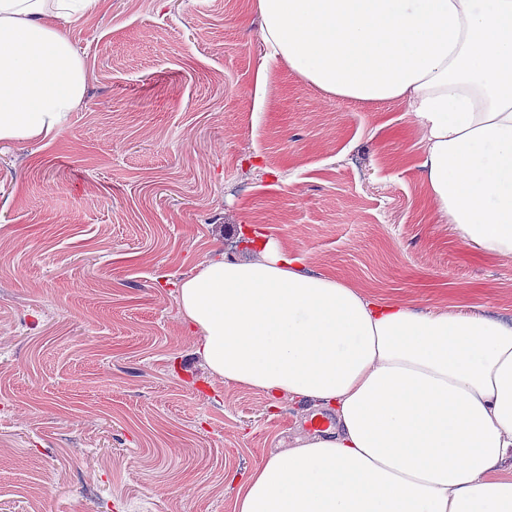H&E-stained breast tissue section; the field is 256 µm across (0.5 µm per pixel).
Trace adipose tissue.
<instances>
[{
	"instance_id": "adipose-tissue-1",
	"label": "adipose tissue",
	"mask_w": 512,
	"mask_h": 512,
	"mask_svg": "<svg viewBox=\"0 0 512 512\" xmlns=\"http://www.w3.org/2000/svg\"><path fill=\"white\" fill-rule=\"evenodd\" d=\"M99 0H0V141L48 138L85 67L54 27ZM272 57L324 93L407 102L440 219L512 258V0H257ZM249 261L179 288L225 381L332 413L240 483L233 512H512V322L420 312L304 271L256 232Z\"/></svg>"
}]
</instances>
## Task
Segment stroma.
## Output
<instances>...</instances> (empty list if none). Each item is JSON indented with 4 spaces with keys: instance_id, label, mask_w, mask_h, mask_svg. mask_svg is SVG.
Masks as SVG:
<instances>
[{
    "instance_id": "obj_1",
    "label": "stroma",
    "mask_w": 512,
    "mask_h": 512,
    "mask_svg": "<svg viewBox=\"0 0 512 512\" xmlns=\"http://www.w3.org/2000/svg\"><path fill=\"white\" fill-rule=\"evenodd\" d=\"M64 32L82 103L0 142V512H233L300 406L214 375L178 291L252 230L415 310L512 320V259L440 221L406 103L271 59L257 0H99Z\"/></svg>"
}]
</instances>
